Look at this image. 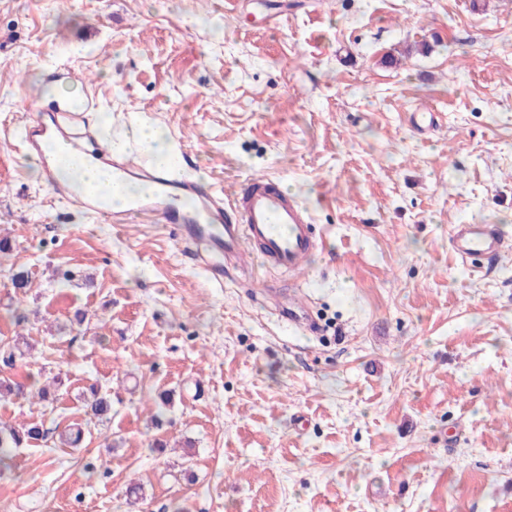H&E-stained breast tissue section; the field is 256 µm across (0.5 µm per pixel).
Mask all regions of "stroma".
Listing matches in <instances>:
<instances>
[{"mask_svg": "<svg viewBox=\"0 0 512 512\" xmlns=\"http://www.w3.org/2000/svg\"><path fill=\"white\" fill-rule=\"evenodd\" d=\"M69 98L225 191L274 179L310 264L219 280L175 225L52 198L15 146ZM454 224L512 237L506 0H0V339L33 347L0 378L62 380L0 423L85 430L16 449L0 512H512V248L462 261ZM84 406L87 414L103 421L110 420L112 415V400L110 397L103 395L99 390L91 386L89 395L84 398Z\"/></svg>", "mask_w": 512, "mask_h": 512, "instance_id": "1", "label": "stroma"}]
</instances>
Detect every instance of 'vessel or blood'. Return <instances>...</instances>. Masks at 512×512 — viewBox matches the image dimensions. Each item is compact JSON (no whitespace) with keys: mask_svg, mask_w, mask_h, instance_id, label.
<instances>
[{"mask_svg":"<svg viewBox=\"0 0 512 512\" xmlns=\"http://www.w3.org/2000/svg\"><path fill=\"white\" fill-rule=\"evenodd\" d=\"M84 111V106L69 105L53 114L38 115L28 125L25 148L41 157L45 183L51 193L60 197L72 194L68 182L59 174L60 159L65 153L56 144L59 130L66 127L76 131L78 137H90ZM96 156L110 160L114 175L146 178L156 190L152 197L132 201L118 214L105 209L100 196H74L76 204L94 221L109 223L117 217L125 221L151 217L164 224H176L184 241L201 245L203 254L231 258L242 268L257 260L272 269L295 271L303 268L317 246L310 214L296 197L279 189L269 177L249 179L228 199L220 189L149 169L132 155L114 157L104 147ZM193 197L200 204L199 210L184 204L185 199ZM450 243L465 261L475 257L495 259L507 246L493 224L453 225Z\"/></svg>","mask_w":512,"mask_h":512,"instance_id":"1","label":"vessel or blood"}]
</instances>
